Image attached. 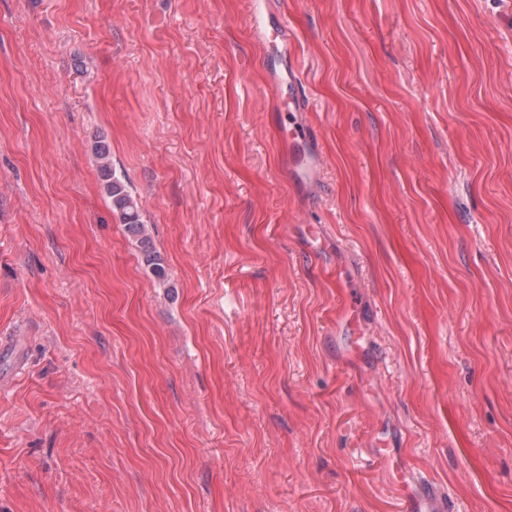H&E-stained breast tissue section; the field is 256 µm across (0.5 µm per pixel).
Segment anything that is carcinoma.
<instances>
[{
	"label": "carcinoma",
	"instance_id": "1",
	"mask_svg": "<svg viewBox=\"0 0 512 512\" xmlns=\"http://www.w3.org/2000/svg\"><path fill=\"white\" fill-rule=\"evenodd\" d=\"M92 152L97 163L101 186L110 202L112 213L118 218L119 223L123 224L128 236L137 243L146 270L159 282H166V269L161 256L153 246L147 225L144 224L140 201L112 166L111 146L100 138L93 143Z\"/></svg>",
	"mask_w": 512,
	"mask_h": 512
}]
</instances>
